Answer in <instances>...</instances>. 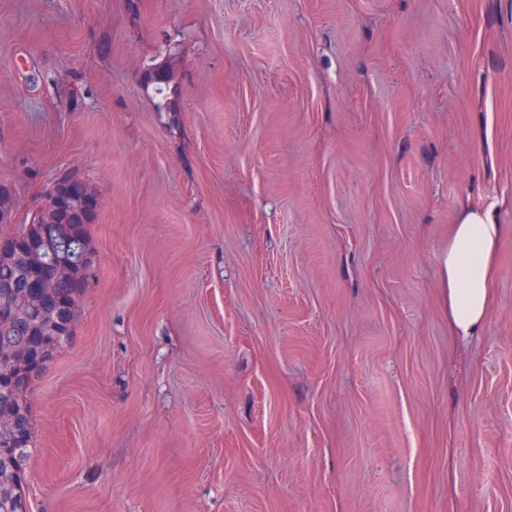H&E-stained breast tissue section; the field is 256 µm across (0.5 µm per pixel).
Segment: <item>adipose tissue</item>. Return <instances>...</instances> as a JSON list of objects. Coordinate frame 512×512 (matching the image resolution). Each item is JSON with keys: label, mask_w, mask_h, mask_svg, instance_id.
Listing matches in <instances>:
<instances>
[{"label": "adipose tissue", "mask_w": 512, "mask_h": 512, "mask_svg": "<svg viewBox=\"0 0 512 512\" xmlns=\"http://www.w3.org/2000/svg\"><path fill=\"white\" fill-rule=\"evenodd\" d=\"M502 235L495 207L461 204L449 227L448 250L440 264L452 335L467 338L480 331L492 304Z\"/></svg>", "instance_id": "adipose-tissue-1"}]
</instances>
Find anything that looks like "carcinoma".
Here are the masks:
<instances>
[{
    "instance_id": "1",
    "label": "carcinoma",
    "mask_w": 512,
    "mask_h": 512,
    "mask_svg": "<svg viewBox=\"0 0 512 512\" xmlns=\"http://www.w3.org/2000/svg\"><path fill=\"white\" fill-rule=\"evenodd\" d=\"M73 235L62 251L30 258L25 250L0 248V281L14 287L0 295L9 318L0 321V512H27L23 475L33 447L28 392L38 374L71 341L76 308L73 296L83 291V270L75 268L53 292L41 288L54 259L72 261L87 242V224H70Z\"/></svg>"
}]
</instances>
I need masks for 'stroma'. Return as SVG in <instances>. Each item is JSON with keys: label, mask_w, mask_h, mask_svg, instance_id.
Listing matches in <instances>:
<instances>
[{"label": "stroma", "mask_w": 512, "mask_h": 512, "mask_svg": "<svg viewBox=\"0 0 512 512\" xmlns=\"http://www.w3.org/2000/svg\"><path fill=\"white\" fill-rule=\"evenodd\" d=\"M67 173L94 262L29 512H512V0H0L19 222ZM465 201L505 232L462 339ZM502 235L503 224H499L494 206L477 208L463 202L454 224H450L440 279L453 336H476L484 323L492 304L496 255Z\"/></svg>", "instance_id": "1"}]
</instances>
